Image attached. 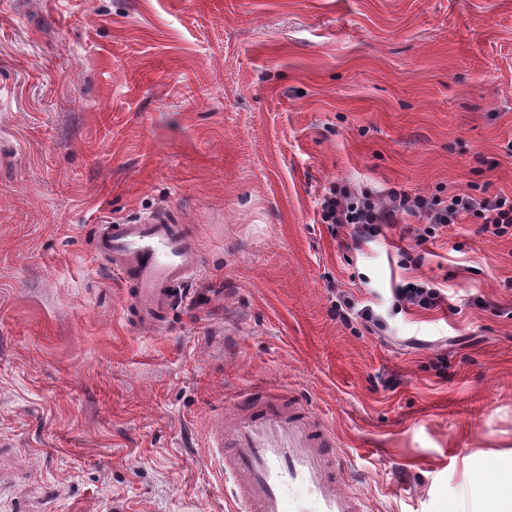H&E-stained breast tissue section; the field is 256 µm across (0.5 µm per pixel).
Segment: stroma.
<instances>
[{
  "instance_id": "stroma-1",
  "label": "stroma",
  "mask_w": 512,
  "mask_h": 512,
  "mask_svg": "<svg viewBox=\"0 0 512 512\" xmlns=\"http://www.w3.org/2000/svg\"><path fill=\"white\" fill-rule=\"evenodd\" d=\"M340 181L512 196V0H0V512H228L206 420L260 383L334 431L365 512H479L512 238L402 214L358 244L320 221ZM158 210L204 268L149 329L90 240ZM409 281L447 302L397 309Z\"/></svg>"
}]
</instances>
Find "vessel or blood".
Segmentation results:
<instances>
[{"mask_svg": "<svg viewBox=\"0 0 512 512\" xmlns=\"http://www.w3.org/2000/svg\"><path fill=\"white\" fill-rule=\"evenodd\" d=\"M93 249L134 289L144 325L189 305L185 287L203 265L186 226L163 211L98 225ZM208 434L241 512H363L361 498L340 487L349 470L338 461L335 436L308 406L285 407L281 392L259 389L255 407L212 417Z\"/></svg>", "mask_w": 512, "mask_h": 512, "instance_id": "b4317fda", "label": "vessel or blood"}]
</instances>
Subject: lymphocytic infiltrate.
I'll use <instances>...</instances> for the list:
<instances>
[{
	"label": "lymphocytic infiltrate",
	"instance_id": "obj_1",
	"mask_svg": "<svg viewBox=\"0 0 512 512\" xmlns=\"http://www.w3.org/2000/svg\"><path fill=\"white\" fill-rule=\"evenodd\" d=\"M406 214L425 223L423 236H433L438 227L456 223L466 214L481 219L494 236L512 237V197L476 198L452 195L448 200L438 197L409 195L394 189L375 195L359 191L347 184L330 188L321 202V220L329 228L350 226L354 239L379 236L383 225Z\"/></svg>",
	"mask_w": 512,
	"mask_h": 512
}]
</instances>
